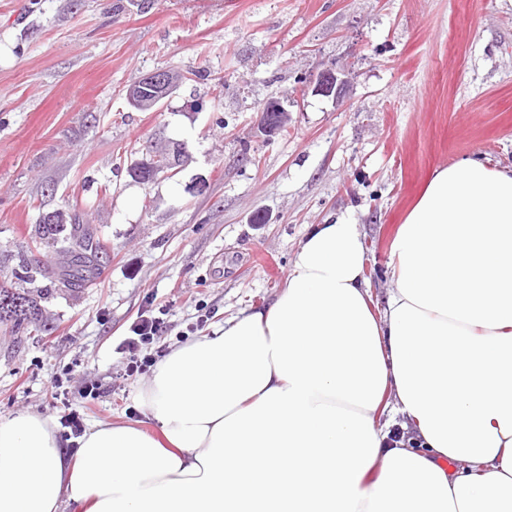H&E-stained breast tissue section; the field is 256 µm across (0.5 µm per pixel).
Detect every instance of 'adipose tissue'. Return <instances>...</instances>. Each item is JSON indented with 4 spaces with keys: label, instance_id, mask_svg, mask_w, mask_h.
<instances>
[{
    "label": "adipose tissue",
    "instance_id": "ef3b65f1",
    "mask_svg": "<svg viewBox=\"0 0 512 512\" xmlns=\"http://www.w3.org/2000/svg\"><path fill=\"white\" fill-rule=\"evenodd\" d=\"M390 256L379 308L358 224L313 227L273 302L157 366L159 436L1 419L0 512H512V169L436 171Z\"/></svg>",
    "mask_w": 512,
    "mask_h": 512
}]
</instances>
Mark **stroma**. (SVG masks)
<instances>
[{
	"label": "stroma",
	"instance_id": "35a3bbf8",
	"mask_svg": "<svg viewBox=\"0 0 512 512\" xmlns=\"http://www.w3.org/2000/svg\"><path fill=\"white\" fill-rule=\"evenodd\" d=\"M344 96L313 93L322 70ZM183 74L157 110L126 90ZM288 126L260 131L266 101ZM186 154L135 181L147 143ZM477 158L512 169V0H0V276L45 291L44 332L0 325V418L59 421L54 373L97 384L84 426L141 422L149 373L118 350L163 312L171 350L269 304L310 229L359 225L374 299L426 181ZM79 213L106 255L68 289L43 217ZM28 263L30 280L15 279ZM262 123H261V130L264 133L266 137H273L275 136L281 128L288 125V110H286L283 105L276 100H271L266 102L262 109ZM265 112H276L277 113V123L270 124L268 122H264L263 115H265Z\"/></svg>",
	"mask_w": 512,
	"mask_h": 512
}]
</instances>
